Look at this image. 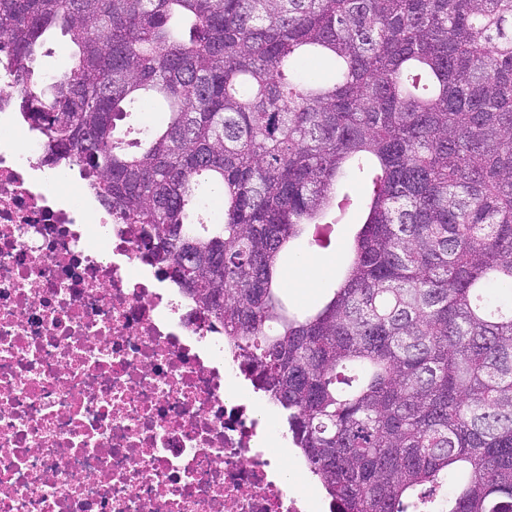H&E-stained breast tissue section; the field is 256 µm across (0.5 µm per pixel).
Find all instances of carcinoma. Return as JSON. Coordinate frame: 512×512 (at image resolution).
<instances>
[{"label": "carcinoma", "instance_id": "1", "mask_svg": "<svg viewBox=\"0 0 512 512\" xmlns=\"http://www.w3.org/2000/svg\"><path fill=\"white\" fill-rule=\"evenodd\" d=\"M55 29L73 64L40 81ZM1 38L32 127L222 322L332 512H433L450 477L442 512H512V0H0ZM355 205L296 312L281 252ZM363 222L360 213H353L348 224H342L338 229L340 245L336 248L322 250L310 247L305 239L300 238L292 242L283 254V268L286 269L285 281L287 285L286 298L300 312L309 310L320 304L328 290L335 288L341 273L348 261L347 245L352 241ZM302 253L305 264L301 271L293 272L291 267L292 254ZM320 272L321 277L317 276Z\"/></svg>", "mask_w": 512, "mask_h": 512}]
</instances>
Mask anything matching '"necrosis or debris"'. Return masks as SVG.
I'll return each mask as SVG.
<instances>
[{"label": "necrosis or debris", "mask_w": 512, "mask_h": 512, "mask_svg": "<svg viewBox=\"0 0 512 512\" xmlns=\"http://www.w3.org/2000/svg\"><path fill=\"white\" fill-rule=\"evenodd\" d=\"M0 94V512H305L221 323Z\"/></svg>", "instance_id": "necrosis-or-debris-1"}]
</instances>
